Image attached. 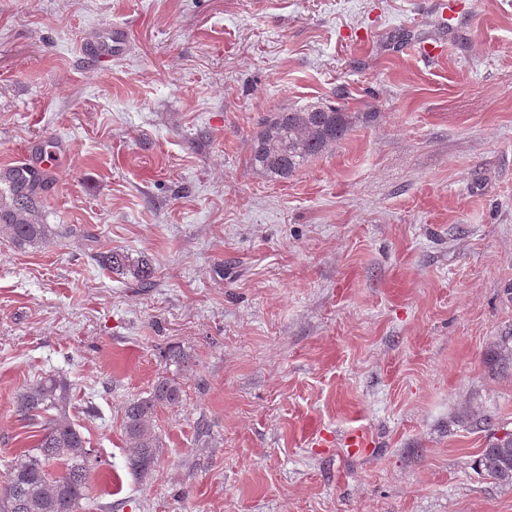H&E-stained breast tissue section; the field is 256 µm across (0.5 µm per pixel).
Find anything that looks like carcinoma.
<instances>
[{"instance_id":"1","label":"carcinoma","mask_w":512,"mask_h":512,"mask_svg":"<svg viewBox=\"0 0 512 512\" xmlns=\"http://www.w3.org/2000/svg\"><path fill=\"white\" fill-rule=\"evenodd\" d=\"M350 128L348 113L320 102L271 112L250 140V166L264 177L286 180L332 150ZM10 179L9 202L0 203V233L19 247L45 243L47 225L31 221L33 190L26 187V179L18 173ZM98 262L112 273L130 276L143 285L154 276L150 260H134L118 250L100 253ZM168 361L174 367L172 374L159 377L147 396L129 401L123 410L122 430L132 448L128 469L138 479L154 470L164 452L154 426L157 409L182 401L179 375L186 357L172 350ZM70 399L71 384L58 373L42 375L17 393L16 412L38 431L34 445L20 449L8 465L6 480L0 486V512L83 510L82 501L89 499L93 459L85 437L67 415ZM480 462L485 476L511 485L512 432L488 442Z\"/></svg>"}]
</instances>
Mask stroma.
Listing matches in <instances>:
<instances>
[{"mask_svg":"<svg viewBox=\"0 0 512 512\" xmlns=\"http://www.w3.org/2000/svg\"><path fill=\"white\" fill-rule=\"evenodd\" d=\"M0 0V172L50 160L46 243L0 233V482L57 372L113 512H512V0ZM124 51L83 47L107 25ZM444 52L424 63L410 44ZM352 116L286 180L271 111ZM150 259L151 287L106 250ZM188 356L134 478L122 409ZM365 434L369 452L347 440ZM127 37V33L122 28L110 25L90 46L88 54L94 60L109 61L116 49L126 45ZM485 476L502 484H512V432L489 441L481 453Z\"/></svg>","mask_w":512,"mask_h":512,"instance_id":"35a3bbf8","label":"stroma"}]
</instances>
